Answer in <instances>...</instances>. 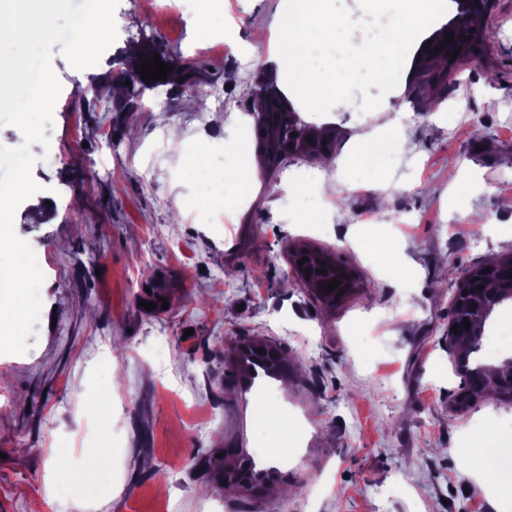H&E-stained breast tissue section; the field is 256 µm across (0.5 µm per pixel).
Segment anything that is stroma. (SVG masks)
I'll return each instance as SVG.
<instances>
[{
    "label": "stroma",
    "mask_w": 512,
    "mask_h": 512,
    "mask_svg": "<svg viewBox=\"0 0 512 512\" xmlns=\"http://www.w3.org/2000/svg\"><path fill=\"white\" fill-rule=\"evenodd\" d=\"M176 4L167 15L159 6ZM285 0H119L115 41L93 68L53 46L61 84L30 144L40 192L14 215L44 274L22 354H0V512H512L468 465L487 435L512 440V399L452 409L450 270L512 252V0L483 18L429 109L411 67L324 115L267 62ZM200 67L206 109L160 81L133 115L87 111L131 45ZM272 81L301 118L336 131V163L290 156L237 201L256 154L250 97ZM400 135H393L391 126ZM382 146L377 170L356 162ZM385 241L384 266L366 240ZM345 259L351 292L328 305L292 276L291 246ZM168 308L157 307L158 298ZM277 348L284 374L253 418L235 348ZM105 474L62 486L100 447ZM288 458L281 477L225 486L245 458Z\"/></svg>",
    "instance_id": "1"
}]
</instances>
